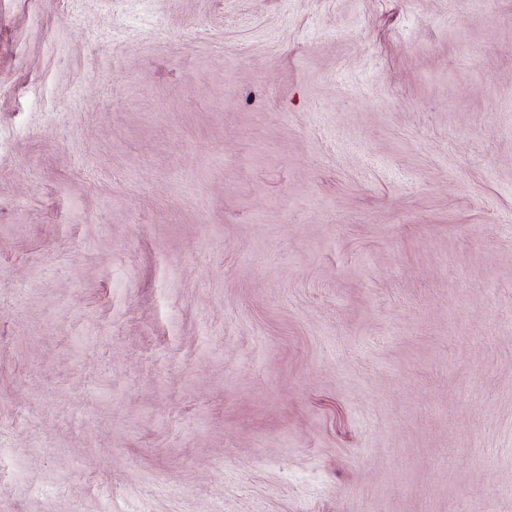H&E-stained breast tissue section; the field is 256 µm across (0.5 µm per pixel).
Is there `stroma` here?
Wrapping results in <instances>:
<instances>
[{
	"label": "stroma",
	"instance_id": "obj_1",
	"mask_svg": "<svg viewBox=\"0 0 512 512\" xmlns=\"http://www.w3.org/2000/svg\"><path fill=\"white\" fill-rule=\"evenodd\" d=\"M0 512H512V0H0Z\"/></svg>",
	"mask_w": 512,
	"mask_h": 512
}]
</instances>
